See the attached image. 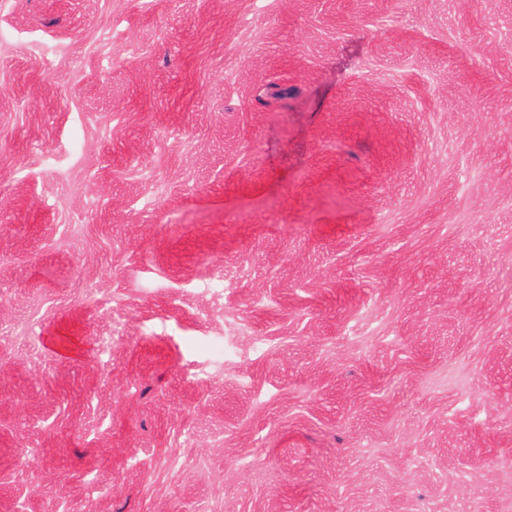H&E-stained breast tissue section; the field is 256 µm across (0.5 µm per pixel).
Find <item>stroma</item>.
<instances>
[{
    "label": "stroma",
    "mask_w": 512,
    "mask_h": 512,
    "mask_svg": "<svg viewBox=\"0 0 512 512\" xmlns=\"http://www.w3.org/2000/svg\"><path fill=\"white\" fill-rule=\"evenodd\" d=\"M0 512H512V0H0Z\"/></svg>",
    "instance_id": "stroma-1"
}]
</instances>
